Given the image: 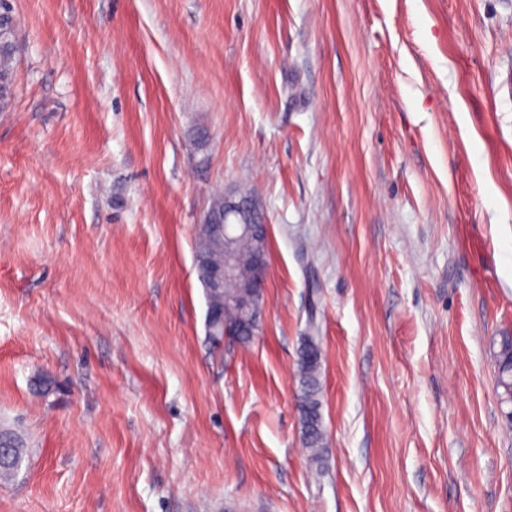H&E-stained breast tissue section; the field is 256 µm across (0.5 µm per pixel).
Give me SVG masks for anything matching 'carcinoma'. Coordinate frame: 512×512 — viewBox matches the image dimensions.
Returning <instances> with one entry per match:
<instances>
[{"label":"carcinoma","instance_id":"carcinoma-1","mask_svg":"<svg viewBox=\"0 0 512 512\" xmlns=\"http://www.w3.org/2000/svg\"><path fill=\"white\" fill-rule=\"evenodd\" d=\"M224 249V234L216 232L215 225L201 224L197 228L195 242V265L197 280L203 286L207 310H215L224 317V322L231 326L243 328L235 344H249L260 330L263 308V292L257 290L256 306L252 310H244L230 302V299L254 284L255 255L257 237L241 236L235 241L237 255V272L233 279L224 281V287L213 290L205 287L204 273L206 261ZM494 352L498 381L512 380V334L504 333L496 340ZM321 365L322 350L312 336L303 337L298 351L297 378L299 394L297 410L301 425L302 444L309 453L311 461L320 463L326 452V431L321 411ZM0 448L9 449L8 462L0 465V481L13 479L24 457L27 454L22 437L13 429H0Z\"/></svg>","mask_w":512,"mask_h":512}]
</instances>
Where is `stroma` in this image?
Masks as SVG:
<instances>
[{
	"label": "stroma",
	"mask_w": 512,
	"mask_h": 512,
	"mask_svg": "<svg viewBox=\"0 0 512 512\" xmlns=\"http://www.w3.org/2000/svg\"><path fill=\"white\" fill-rule=\"evenodd\" d=\"M13 8L0 423L29 453L0 512H512V0ZM219 188L268 224L234 350L194 271ZM496 345L494 356L498 373V386H500V382L510 381L512 392V381L510 380V374L512 373V334L503 333L498 336ZM322 350L313 336H304L298 351L297 378L299 394L297 410L302 444L311 461L320 463L326 452V431L321 411Z\"/></svg>",
	"instance_id": "stroma-1"
}]
</instances>
